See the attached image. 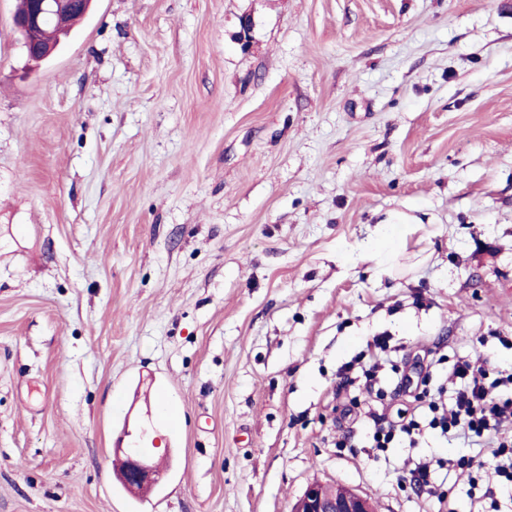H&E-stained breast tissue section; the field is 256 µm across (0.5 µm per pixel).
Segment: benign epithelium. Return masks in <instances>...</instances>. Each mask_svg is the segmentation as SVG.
Segmentation results:
<instances>
[{
  "label": "benign epithelium",
  "mask_w": 512,
  "mask_h": 512,
  "mask_svg": "<svg viewBox=\"0 0 512 512\" xmlns=\"http://www.w3.org/2000/svg\"><path fill=\"white\" fill-rule=\"evenodd\" d=\"M92 2L27 0V9L14 15V25L26 49L41 50L48 58L70 36L73 17L88 14ZM115 452L123 454L124 468L119 478L129 492L137 493L155 487L163 480V471L152 462L159 449L118 447ZM291 512H375V509L371 496L366 493L337 484L333 486V492L328 494L325 485L315 482L306 488Z\"/></svg>",
  "instance_id": "7a95c632"
}]
</instances>
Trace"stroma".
Listing matches in <instances>:
<instances>
[{"mask_svg": "<svg viewBox=\"0 0 512 512\" xmlns=\"http://www.w3.org/2000/svg\"><path fill=\"white\" fill-rule=\"evenodd\" d=\"M0 0V512H289L341 483L377 512L429 436L369 458L338 369L512 367V0H95L49 60ZM253 21L242 49L243 17ZM405 217L374 277L361 247ZM179 413L127 492L129 407ZM350 437L352 448L336 445ZM179 427V420L176 415L165 417L161 429L153 428L147 433L151 438L161 443L160 448H123L118 444L115 448L117 454L122 453L124 468L119 473L120 481L130 493H137L144 489L155 487L161 483L164 473L152 462L153 456L161 451L166 453L170 444L169 437L175 438ZM165 432L164 434L162 433Z\"/></svg>", "mask_w": 512, "mask_h": 512, "instance_id": "1", "label": "stroma"}]
</instances>
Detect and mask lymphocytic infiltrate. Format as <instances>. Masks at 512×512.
Masks as SVG:
<instances>
[{
  "label": "lymphocytic infiltrate",
  "instance_id": "f902f5d3",
  "mask_svg": "<svg viewBox=\"0 0 512 512\" xmlns=\"http://www.w3.org/2000/svg\"><path fill=\"white\" fill-rule=\"evenodd\" d=\"M430 378L422 372L403 381L414 389L419 414L365 412L371 447L383 451L396 442L413 447L431 432L467 439L476 454L449 459L448 464L467 473L480 500L490 503V512H500L498 495L512 487V369L500 370L483 352L458 359L448 372L453 390L446 400L431 396Z\"/></svg>",
  "mask_w": 512,
  "mask_h": 512
}]
</instances>
